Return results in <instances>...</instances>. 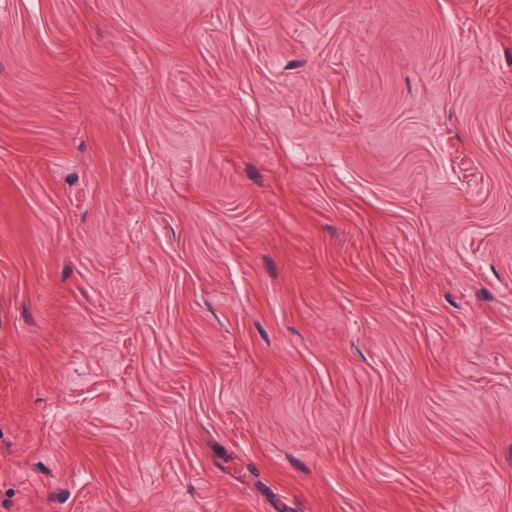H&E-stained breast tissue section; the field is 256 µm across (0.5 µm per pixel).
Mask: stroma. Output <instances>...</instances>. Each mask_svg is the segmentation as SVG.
I'll return each mask as SVG.
<instances>
[{
    "mask_svg": "<svg viewBox=\"0 0 512 512\" xmlns=\"http://www.w3.org/2000/svg\"><path fill=\"white\" fill-rule=\"evenodd\" d=\"M0 512H512V0H0Z\"/></svg>",
    "mask_w": 512,
    "mask_h": 512,
    "instance_id": "35a3bbf8",
    "label": "stroma"
}]
</instances>
